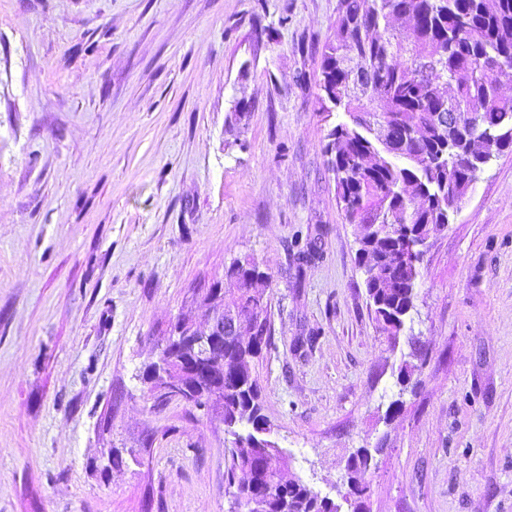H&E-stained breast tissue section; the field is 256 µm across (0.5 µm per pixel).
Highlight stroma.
I'll list each match as a JSON object with an SVG mask.
<instances>
[{"instance_id": "1", "label": "stroma", "mask_w": 512, "mask_h": 512, "mask_svg": "<svg viewBox=\"0 0 512 512\" xmlns=\"http://www.w3.org/2000/svg\"><path fill=\"white\" fill-rule=\"evenodd\" d=\"M338 4L0 0V512H233L234 435L141 375L246 255L286 477L351 512L369 448L370 512H512V150L380 333L324 153ZM354 460L351 465L350 476L347 480V496L345 501L353 505L352 512H365L363 509V500L369 499L370 482L367 480V474L373 460L372 454L368 448H359L351 454Z\"/></svg>"}]
</instances>
